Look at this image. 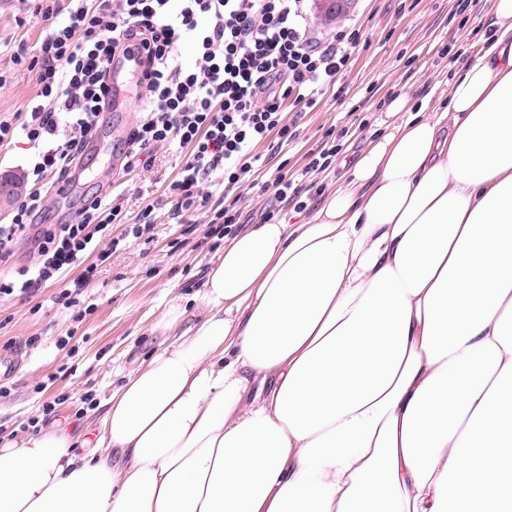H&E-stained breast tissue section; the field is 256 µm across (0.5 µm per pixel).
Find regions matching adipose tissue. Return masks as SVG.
Wrapping results in <instances>:
<instances>
[{"mask_svg": "<svg viewBox=\"0 0 512 512\" xmlns=\"http://www.w3.org/2000/svg\"><path fill=\"white\" fill-rule=\"evenodd\" d=\"M383 126L225 244L91 438L0 442V512H512V0Z\"/></svg>", "mask_w": 512, "mask_h": 512, "instance_id": "ef3b65f1", "label": "adipose tissue"}]
</instances>
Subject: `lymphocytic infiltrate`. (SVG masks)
Masks as SVG:
<instances>
[{"label":"lymphocytic infiltrate","mask_w":512,"mask_h":512,"mask_svg":"<svg viewBox=\"0 0 512 512\" xmlns=\"http://www.w3.org/2000/svg\"><path fill=\"white\" fill-rule=\"evenodd\" d=\"M305 0H40L36 11L57 24L28 66L38 91L17 121L0 118V145L14 140L36 153L25 170L33 189L10 223L0 225V260L15 241L36 229L35 260L0 277V297L29 296L61 284L57 299L73 308L97 267L84 258L109 226L123 230L110 250L154 239L151 209L123 224V195L87 196L73 220L49 223L41 187L85 172L84 150L112 103L115 61L134 62L141 117L126 140L127 169L150 167L157 149L183 150L187 159L167 192L174 219L205 206L203 185L221 172L224 205L214 208L208 236L224 237L242 222L240 192L251 185L257 146L287 150L299 133L288 124L284 101L309 108L348 68L359 51V30L314 37ZM191 45L194 66L179 60Z\"/></svg>","instance_id":"obj_1"}]
</instances>
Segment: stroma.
Returning a JSON list of instances; mask_svg holds the SVG:
<instances>
[{"label":"stroma","mask_w":512,"mask_h":512,"mask_svg":"<svg viewBox=\"0 0 512 512\" xmlns=\"http://www.w3.org/2000/svg\"><path fill=\"white\" fill-rule=\"evenodd\" d=\"M490 0H478L468 19L455 13V0H357L350 16L321 25L324 36L357 28L366 43L355 54L346 75L317 104L303 112L285 105L287 119L296 120L300 136L284 158L287 169H304L321 150L331 129L348 127L342 149L331 167L312 173L320 188L336 185L368 139L379 131L387 104L400 93L420 100L446 88L453 46L473 45L481 37ZM34 0H0V117L25 111L37 93L29 59L54 25L34 14ZM138 120L135 100L103 115L107 138L87 154L89 169L69 209L79 207L84 193L108 194L121 183L128 221L152 208L156 236L133 244L108 259L99 251L86 255L99 274L80 297L82 319L55 300L58 286L33 298L0 299V382L9 392L0 396V428L27 432L30 419L44 427H64L82 436L110 389L137 367L163 340L154 325L172 297L190 298L202 283L219 248L207 235V210L172 218L173 202L165 193L176 179L184 156L157 150L153 165L139 172L123 169L119 152ZM194 225L190 234L181 227ZM35 345H28V338ZM56 402L53 416L43 417L42 405Z\"/></svg>","instance_id":"1"}]
</instances>
